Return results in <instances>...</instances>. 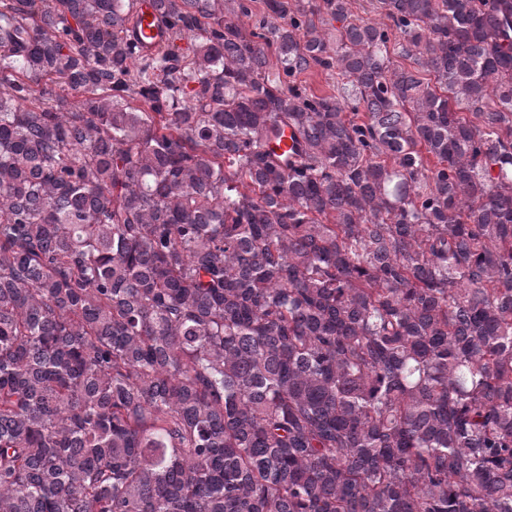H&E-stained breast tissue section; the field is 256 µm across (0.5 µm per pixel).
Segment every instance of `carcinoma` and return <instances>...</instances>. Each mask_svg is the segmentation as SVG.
<instances>
[{
    "mask_svg": "<svg viewBox=\"0 0 512 512\" xmlns=\"http://www.w3.org/2000/svg\"><path fill=\"white\" fill-rule=\"evenodd\" d=\"M155 2L0 0V512H512V0ZM152 0H138L127 26V38L142 54L156 53L168 44L169 22L150 5Z\"/></svg>",
    "mask_w": 512,
    "mask_h": 512,
    "instance_id": "obj_1",
    "label": "carcinoma"
}]
</instances>
